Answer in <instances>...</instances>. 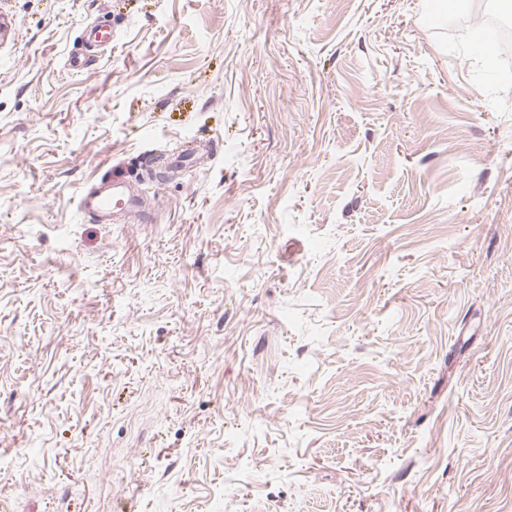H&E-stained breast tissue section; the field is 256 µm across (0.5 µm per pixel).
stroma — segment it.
Wrapping results in <instances>:
<instances>
[{"label":"stroma","instance_id":"1","mask_svg":"<svg viewBox=\"0 0 512 512\" xmlns=\"http://www.w3.org/2000/svg\"><path fill=\"white\" fill-rule=\"evenodd\" d=\"M456 15L0 0V512H512V83ZM120 205V210L137 214L143 207V198L138 190L130 188L124 180H99L86 187L79 195L78 206L81 211L94 217L97 222L110 224L114 214L119 211L113 206Z\"/></svg>","mask_w":512,"mask_h":512}]
</instances>
